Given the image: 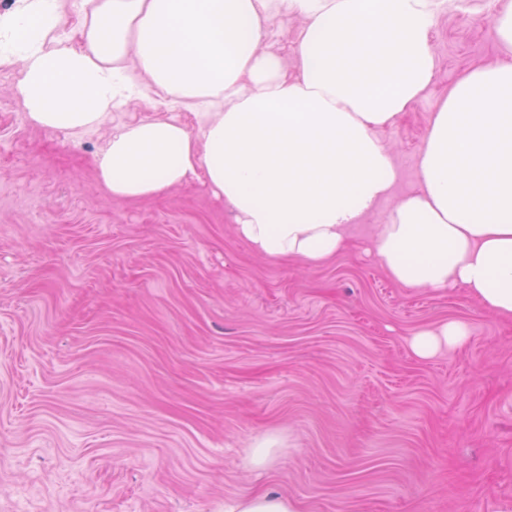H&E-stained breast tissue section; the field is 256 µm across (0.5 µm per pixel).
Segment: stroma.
Returning <instances> with one entry per match:
<instances>
[{"label": "stroma", "mask_w": 512, "mask_h": 512, "mask_svg": "<svg viewBox=\"0 0 512 512\" xmlns=\"http://www.w3.org/2000/svg\"><path fill=\"white\" fill-rule=\"evenodd\" d=\"M431 41V92L380 133L393 195L318 267L255 254L198 184L106 199L109 127L32 126L0 66V512H224L260 491L300 512H512V321L402 287L367 250L420 188L438 97L512 63L489 0H448ZM447 320L468 345L417 358L412 334Z\"/></svg>", "instance_id": "stroma-1"}]
</instances>
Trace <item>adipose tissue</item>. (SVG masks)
<instances>
[{
	"mask_svg": "<svg viewBox=\"0 0 512 512\" xmlns=\"http://www.w3.org/2000/svg\"><path fill=\"white\" fill-rule=\"evenodd\" d=\"M78 6L77 36L63 30ZM439 0H12L0 65H18L27 119L98 129L134 98L161 116L113 127L95 160L106 198L145 201L201 183L259 254L317 267L392 193L380 130L425 98ZM297 15L291 58L264 48ZM512 63L465 71L439 98L418 157L421 188L371 240L407 288L461 287L512 319ZM193 123L182 120V113ZM467 323L409 339L430 359L464 348Z\"/></svg>",
	"mask_w": 512,
	"mask_h": 512,
	"instance_id": "1",
	"label": "adipose tissue"
}]
</instances>
